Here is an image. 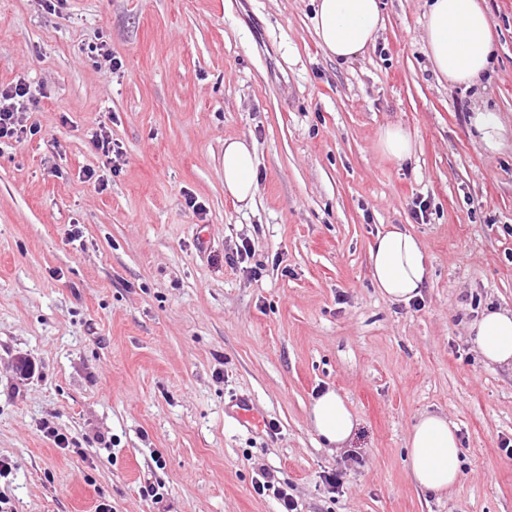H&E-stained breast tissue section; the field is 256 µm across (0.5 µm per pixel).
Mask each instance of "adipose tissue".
I'll list each match as a JSON object with an SVG mask.
<instances>
[{"mask_svg": "<svg viewBox=\"0 0 512 512\" xmlns=\"http://www.w3.org/2000/svg\"><path fill=\"white\" fill-rule=\"evenodd\" d=\"M383 28L379 0H318L315 32L328 57L348 62L375 44ZM493 26L478 0H429L424 51L437 80L473 87L491 65ZM257 156L246 138L224 142V191L238 202L251 203L258 191ZM372 282L391 301L408 303L420 296L428 277L419 238L406 228L379 232L368 248ZM468 333L483 362L512 367V309L488 308L470 323ZM308 422L323 444L343 448L356 418L334 389L313 398ZM407 467L422 491L441 494L460 476V440L447 417L425 412L407 439Z\"/></svg>", "mask_w": 512, "mask_h": 512, "instance_id": "obj_1", "label": "adipose tissue"}]
</instances>
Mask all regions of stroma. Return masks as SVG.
Wrapping results in <instances>:
<instances>
[{
  "mask_svg": "<svg viewBox=\"0 0 512 512\" xmlns=\"http://www.w3.org/2000/svg\"><path fill=\"white\" fill-rule=\"evenodd\" d=\"M381 2L375 47L339 62L313 0H0V84H30L41 126L0 146V512H277L253 489L263 467L298 512H512V369L468 336L512 308V139L492 154L468 125L481 100L512 126V0H481L497 54L469 90L434 76L424 0ZM103 41L121 69L92 58ZM389 123L410 160L377 150ZM101 126L115 163L90 142ZM235 137L256 147L249 205L224 192ZM392 224L429 269L407 304L369 276ZM328 387L359 419L341 450L307 420ZM239 396L256 421L228 413ZM426 411L461 442L441 498L406 466ZM380 151L386 157L403 162L415 155V140L410 132L400 124L382 127L377 137Z\"/></svg>",
  "mask_w": 512,
  "mask_h": 512,
  "instance_id": "stroma-1",
  "label": "stroma"
}]
</instances>
